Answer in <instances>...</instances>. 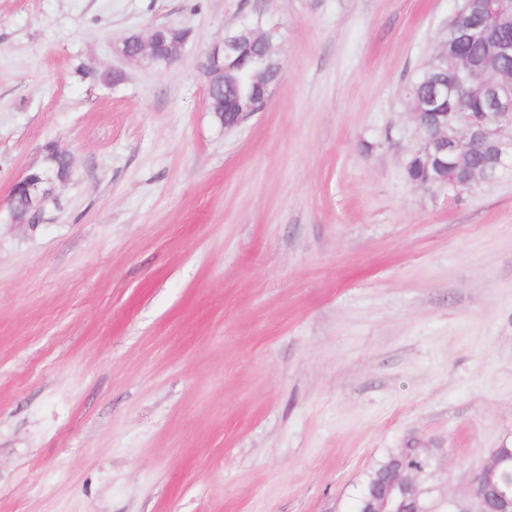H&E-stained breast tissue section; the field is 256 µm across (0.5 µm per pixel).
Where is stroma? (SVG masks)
I'll list each match as a JSON object with an SVG mask.
<instances>
[{
    "label": "stroma",
    "mask_w": 512,
    "mask_h": 512,
    "mask_svg": "<svg viewBox=\"0 0 512 512\" xmlns=\"http://www.w3.org/2000/svg\"><path fill=\"white\" fill-rule=\"evenodd\" d=\"M460 4L0 0V512H353L411 445L468 496L512 447V169L406 173ZM257 18L285 76L228 130L201 62ZM155 25L176 64L115 53ZM52 181L53 180L47 171L30 173L13 185L12 197L15 193L21 191H27L28 193H32L36 198V205L33 206L31 210L33 211L34 215L38 216L39 214L42 213L41 208L43 203L47 200L51 193L41 190L40 184H50L52 183Z\"/></svg>",
    "instance_id": "1"
}]
</instances>
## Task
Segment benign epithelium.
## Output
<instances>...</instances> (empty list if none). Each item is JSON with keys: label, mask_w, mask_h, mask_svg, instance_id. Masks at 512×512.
Instances as JSON below:
<instances>
[{"label": "benign epithelium", "mask_w": 512, "mask_h": 512, "mask_svg": "<svg viewBox=\"0 0 512 512\" xmlns=\"http://www.w3.org/2000/svg\"><path fill=\"white\" fill-rule=\"evenodd\" d=\"M512 26V0H462V4L448 23V39L442 55L455 62L454 75L447 82L435 84L433 99L448 100V111L414 114L417 129L427 127L428 133L420 135V149L432 153L438 165L432 181L440 187L458 189L452 181L457 167L473 153L484 151L489 157V169L482 170L467 184L494 181L491 171L502 167L512 168V73L499 70L501 64L512 59V40L495 36V31ZM469 35L473 40L488 44L487 56L481 61H471L459 56V37ZM265 42V32L242 25L227 31L224 37L213 43L204 55L202 71L207 80L208 95L214 88L224 85V71L242 64L245 60L262 59L257 44ZM186 41L169 37L168 30L160 25L125 37L116 52L130 63L149 67H169L183 56ZM268 87L259 86L258 97L242 100H224V128L232 129L247 120L252 113L264 106ZM470 98L480 101L482 111L471 112L466 106ZM52 183L46 171L33 172L13 185L12 193L27 191L36 198L33 214L41 212L49 193L40 185ZM492 461H487L470 480V495L464 501H448V512H486L485 489ZM392 489L402 501L411 506L402 512H432V507L421 504L419 490L413 473L399 476Z\"/></svg>", "instance_id": "1"}]
</instances>
